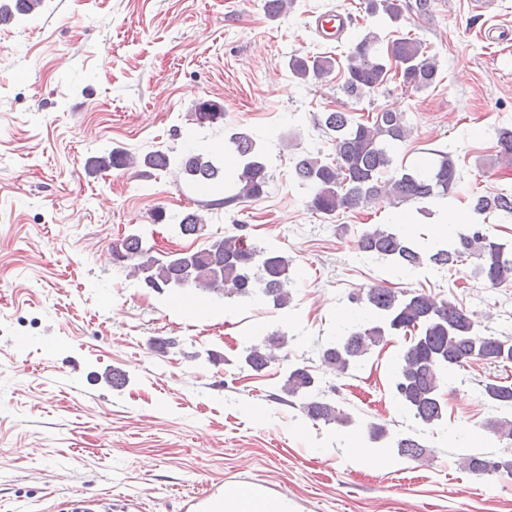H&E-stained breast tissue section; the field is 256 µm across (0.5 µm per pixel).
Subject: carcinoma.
Listing matches in <instances>:
<instances>
[{
	"label": "carcinoma",
	"instance_id": "1",
	"mask_svg": "<svg viewBox=\"0 0 512 512\" xmlns=\"http://www.w3.org/2000/svg\"><path fill=\"white\" fill-rule=\"evenodd\" d=\"M12 13L0 10V25L14 21L16 15L38 11L43 0H17ZM370 16H386L393 24L402 19L399 0H365ZM288 69L302 82H320L334 69V59L320 55L293 54ZM407 90L420 91L436 84L438 62L423 42L409 34L401 35L379 53L378 38L372 33L360 38L347 56L344 93L354 103L384 86L391 79ZM192 121L200 128L224 121V105L212 101L197 102ZM320 129L333 138L334 157L324 160L307 152L298 157L295 173L310 190L309 207L333 218L340 210L355 211L380 198L398 202H424L444 198L459 191L461 177L451 156L433 150L434 161L428 168L415 167L401 175H387L392 166L391 149L411 135L403 113L391 110L369 111L355 116L348 110L323 112L317 118ZM498 150L492 166L512 167V128L498 131ZM229 148L236 159L233 168H225L200 149H190L176 159L162 150L143 157V164L157 170L176 165L179 171L197 183L218 191L228 186L234 193L222 198L228 207L241 200H257L267 192L268 175L259 161V148L252 134L240 128L229 137ZM132 156L114 149L99 156L100 170L123 169ZM469 212L476 215L504 213L512 215V192L505 189L494 195L475 192L469 198ZM183 235H202L204 225L194 213L185 214L178 223ZM357 248L364 255L387 261L396 268L413 273L432 264L457 268L473 258L471 276L483 286L495 289L512 284V243L489 234L483 224L466 222L448 230V237L432 242L419 241L395 228L376 224L363 230ZM123 260L128 276L140 287L152 281L161 291L188 288L224 298L259 296L276 308L292 301L296 279L292 263L281 251L261 247L244 234L234 231L206 241L202 247L176 255L162 254L142 236L130 234L112 248ZM348 302L361 317L346 325L340 336L320 347L321 366L337 378L352 375L362 366L372 348L400 333L411 336L400 354L392 390L395 399L416 421L411 434L390 438L385 425L369 422L365 431L369 442L390 440L398 456L417 460L426 452L420 434L443 423L447 405L443 397L445 382L472 361L490 365L512 363V339L480 329L481 322L467 309L448 300H438L417 291H396L372 287L348 295ZM290 337L274 331L262 341L245 347L241 362L255 373L265 371L280 359H287ZM281 391L297 400L299 411L313 422L349 426L351 415L336 404L309 366L288 365ZM480 397L491 411L478 427L495 438L512 439V384L488 380L480 384ZM460 469L471 474L512 478V456L465 454Z\"/></svg>",
	"mask_w": 512,
	"mask_h": 512
}]
</instances>
